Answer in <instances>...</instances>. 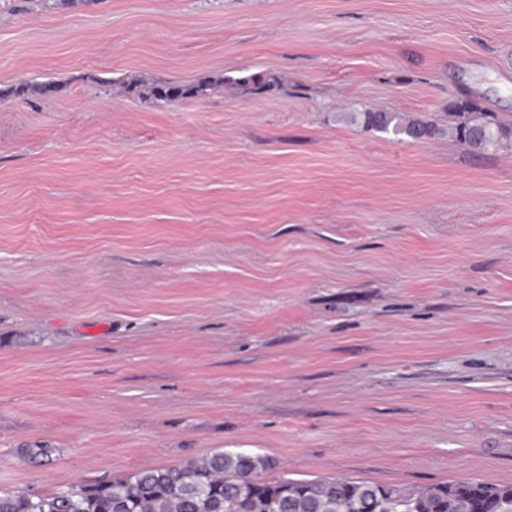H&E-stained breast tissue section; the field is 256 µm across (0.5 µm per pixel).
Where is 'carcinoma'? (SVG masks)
I'll use <instances>...</instances> for the list:
<instances>
[{
	"label": "carcinoma",
	"mask_w": 512,
	"mask_h": 512,
	"mask_svg": "<svg viewBox=\"0 0 512 512\" xmlns=\"http://www.w3.org/2000/svg\"><path fill=\"white\" fill-rule=\"evenodd\" d=\"M200 93L198 86L156 89L162 100ZM452 116L454 125L446 131L470 150L512 149V126L481 112L474 101H457ZM349 118L413 140L446 132L396 112H351ZM269 469L261 456L215 453L200 462L136 471L50 496L0 492V512H512L511 484L473 479L408 489L344 477H261Z\"/></svg>",
	"instance_id": "cac0c4a2"
}]
</instances>
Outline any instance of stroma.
Returning <instances> with one entry per match:
<instances>
[{"label":"stroma","instance_id":"stroma-1","mask_svg":"<svg viewBox=\"0 0 512 512\" xmlns=\"http://www.w3.org/2000/svg\"><path fill=\"white\" fill-rule=\"evenodd\" d=\"M461 99L512 0H0V490L512 484V150L346 119Z\"/></svg>","mask_w":512,"mask_h":512}]
</instances>
